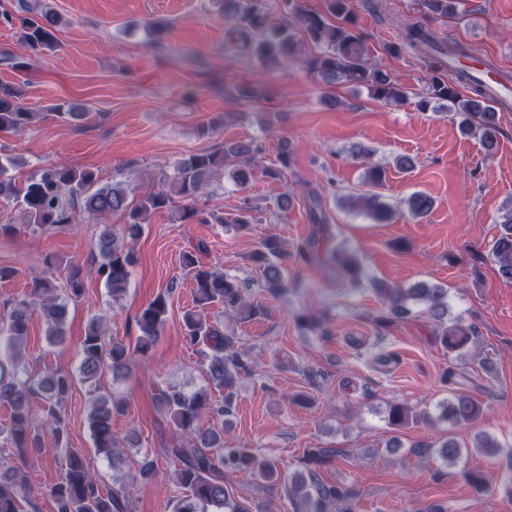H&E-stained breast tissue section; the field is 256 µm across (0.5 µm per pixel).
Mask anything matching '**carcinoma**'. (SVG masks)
<instances>
[{
    "mask_svg": "<svg viewBox=\"0 0 512 512\" xmlns=\"http://www.w3.org/2000/svg\"><path fill=\"white\" fill-rule=\"evenodd\" d=\"M457 4L458 0H426L428 11L441 20L456 14ZM214 5L231 24L238 45L263 65L276 66L295 58L300 32L317 49L307 60V66L324 85L353 83L367 88L378 100L404 103L408 99L407 91L396 84L390 73L370 62L367 47L357 32L350 0H327L324 14L303 9L299 0H276L274 4L267 0H214ZM26 12L20 42L35 54L53 49L56 33L65 19L48 0H33ZM397 29L398 39L386 47L387 51H404L434 63L419 106H429L432 99L447 102L459 131L464 135L479 134L485 148L492 150L500 133L499 112L469 73H447L448 60L467 55L469 48L448 44L418 19H406ZM464 85L469 87L470 94L459 92V87ZM23 96L21 84L0 85L1 133L18 132L34 117V113L21 106ZM258 154L255 142L248 140L227 142L217 152H191L176 162L173 174H161L162 181L168 183L167 190L149 192L131 207L123 183L99 186L96 173L88 169L42 166L19 184L13 171L20 161L0 151V198L15 204L23 223L40 229L66 227L77 207L95 218L126 213L127 221L120 228L104 225L97 243L101 258L97 274L109 289L112 301L117 302L129 287L134 244L147 217L175 205L180 222H209L202 200L211 178L224 168L226 161L232 160L236 164L232 178L239 186H247L257 169ZM291 154L289 145L283 144L278 164L264 168L262 173L273 180L286 179ZM384 180V169L368 168L366 189L345 194L344 204L375 223H390L394 208L374 192ZM403 204L413 217L424 218L432 211L434 199L425 192H414ZM309 208L318 227L296 246L295 256L300 260H308L317 252L320 238L326 232L321 226L324 216L315 193L309 196ZM252 212L253 206L244 200L232 219L231 229L237 233L250 231ZM208 252L207 244L199 241L182 257L183 266L192 272L195 302V309L184 315V339L206 363V384L196 389L169 384L157 396L159 409L189 439L186 448L168 449L178 464L175 482L181 490L172 500L171 512H267L224 482V472L241 469L250 471L256 481L267 487H282L293 512H353V492L325 483L319 477L318 470L333 462L336 450L312 449L307 456L306 473L286 481L273 462L257 458L252 449L224 444V416L232 413L237 384L242 377L253 373L255 361L248 350L236 344L235 336L224 331L222 323L211 319L206 310L219 306L235 313L241 321H251L264 315V309L248 299L242 283L201 261ZM490 256L499 274L512 281V208L505 210L501 217ZM249 260L261 269L259 288L266 294L273 296L288 288L283 268L288 249L277 235L263 238ZM328 261L331 271H340L354 287L370 280L366 266L354 253L333 249ZM45 263L56 274L33 277L29 293L12 302L0 327V404L10 410L9 424L3 433L5 441L12 446L10 454L0 457V512H23L24 505L32 503L34 490L20 460L32 450L42 451L43 431L51 436L53 449L66 452L61 480L46 490L55 504V512H133L131 491L125 486L100 484L83 457L68 446L61 413L73 374L47 369L33 375L18 361L32 312L38 311L43 318L48 343L60 345L65 340L67 302L79 298L83 292V269L79 264L70 262L61 266L51 255L46 256ZM371 285L383 299L378 324L392 325L416 308L434 322L435 336L445 349L460 356L469 353L475 329L458 318L448 319L447 289L393 288L377 280H371ZM168 307L169 295L160 294L142 309L136 319L139 335L133 343L107 337L104 325L97 318L92 320L81 341L78 375L92 387L88 424L93 448L97 456L112 466L119 459L112 415L122 412L123 405L99 393L97 381L105 371L114 376L126 373L135 358L149 353L165 323ZM214 388L224 389V400L212 398ZM437 410L438 415L433 417L427 412L418 413L406 404L394 403L387 407L385 420L397 429L421 419L462 426L474 422L482 413V406L470 392L455 387L437 404ZM476 447L489 456L503 451L497 438L487 433L479 436ZM468 453L469 448H462L451 439L437 450L439 459L449 466Z\"/></svg>",
    "mask_w": 512,
    "mask_h": 512,
    "instance_id": "cac0c4a2",
    "label": "carcinoma"
}]
</instances>
